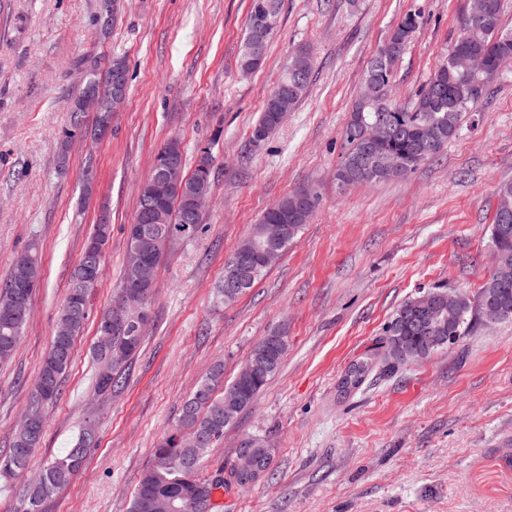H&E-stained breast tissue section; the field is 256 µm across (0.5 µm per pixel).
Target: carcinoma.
I'll return each mask as SVG.
<instances>
[{
	"label": "carcinoma",
	"instance_id": "cac0c4a2",
	"mask_svg": "<svg viewBox=\"0 0 512 512\" xmlns=\"http://www.w3.org/2000/svg\"><path fill=\"white\" fill-rule=\"evenodd\" d=\"M486 19L484 32L474 38L461 33L451 52L440 60L429 81L420 89L417 98L409 107L396 106L381 97L380 90L394 81L397 65L406 51L411 37L420 23L421 15L406 14L396 26L388 40L370 59L363 79L362 90L352 106L343 136L345 152L336 173L338 183L374 182L388 179V175L374 169L362 175L358 162L367 142L369 125L383 119L385 137L374 150L378 160H397L408 173L419 164L439 153L448 140L456 136L465 114L474 111L477 104L468 100L464 79L491 74L494 67L505 56H512V30H506L500 22L501 0H482ZM266 46L254 54L251 37H246L241 52V66L258 69L264 58ZM464 61L454 67L452 59ZM126 69L121 59L110 62L105 73L96 67L85 70L81 88L96 83L102 101V111L95 117V124L116 111L121 100L112 96V69ZM312 66L310 56L303 50H295L288 59L278 80L273 86L259 119L255 123L251 138L268 139L279 127L277 115L281 110H290L308 92ZM70 126L59 133L61 162H66L69 144L77 136L86 134L84 115L69 108ZM178 158L185 165L181 143L176 139L165 142L157 151L156 158L167 155ZM210 148L203 147L197 164L190 174H183V190L161 200L159 205L169 215L170 226L178 231L186 201L200 183L210 185ZM498 208L492 226V237L502 253L512 256V183L498 190ZM317 197L310 190L295 191L274 204L278 211L266 210L263 216L278 213L288 215V223L295 234L285 241L281 250L293 244L307 218L305 212H313ZM175 240L160 239L153 243L146 254L148 261L159 267L167 249ZM88 261L87 252H82L78 266L69 284L66 299L56 320L51 346L43 359L39 375L28 395L25 410L32 419V427L18 426L13 444L0 454V476L14 475L26 470L31 457L41 442L44 432V408L60 393L74 354V347L88 318V297L97 287L101 277L85 283L80 279L81 265ZM41 277V264L37 254L30 250L19 253L5 277L0 279V305L16 303L21 312L5 321L0 318V361L9 359L18 349L23 330L31 313V301ZM461 303L453 316L443 314V323L437 335L454 336L458 342L469 335L475 326L486 318V309L496 313L497 319L512 318V279L501 281L490 276L481 287L476 298L459 295ZM420 310L417 297L406 300L395 312L384 330V338L378 346L368 351L362 362L369 365L368 374H388L396 370L405 359H422L437 351L429 346L427 332L419 323ZM122 321L111 326L112 352L123 355V362L112 366L108 377L97 373L95 388L100 393L118 391L127 380L128 362L136 353L144 337L142 323L145 315L135 312L121 313ZM269 360L255 365L247 358L233 380L224 383V367L218 363L193 389L182 405L176 428L153 450L152 459L135 489L129 512H160V505L170 498H180L182 512H211L216 490L224 487L221 477L224 469L209 474L203 473V464L211 448L224 436V428L231 424L243 409L251 406L259 392L279 370L288 350V337L278 331L266 336ZM94 440L80 431L71 448L51 459L43 468L44 486H29L19 494L15 512H43L44 502L57 491L66 487L81 469L88 449Z\"/></svg>",
	"mask_w": 512,
	"mask_h": 512
}]
</instances>
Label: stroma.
<instances>
[{"mask_svg":"<svg viewBox=\"0 0 512 512\" xmlns=\"http://www.w3.org/2000/svg\"><path fill=\"white\" fill-rule=\"evenodd\" d=\"M467 0H280L262 69L239 66L251 0H10L0 18V277L30 247L42 277L14 358L0 363V452L7 451L93 224L112 239L72 367L46 412L27 470L0 477V512L85 421L98 446L45 512H128L130 497L181 404L215 362L232 380L253 345L288 336L283 363L225 428L205 469L232 467L243 438L272 463L229 484L212 512H512V321L478 326L429 357L345 393L351 363L376 346L397 307L437 286L476 295L492 274L497 189L512 182V65L440 154L405 176L339 188L342 131L367 61L404 15L421 23L390 91L410 105L446 57ZM312 56L309 92L263 144L251 128L289 54ZM114 58L129 93L101 140L67 161L58 133L84 69ZM178 138L187 165L213 155L205 230L162 261L145 340L125 387L97 394L91 348L123 275V228L157 149ZM95 185L83 193L86 164ZM318 197L298 239L239 299L216 304L224 262L261 214L293 191Z\"/></svg>","mask_w":512,"mask_h":512,"instance_id":"stroma-1","label":"stroma"}]
</instances>
